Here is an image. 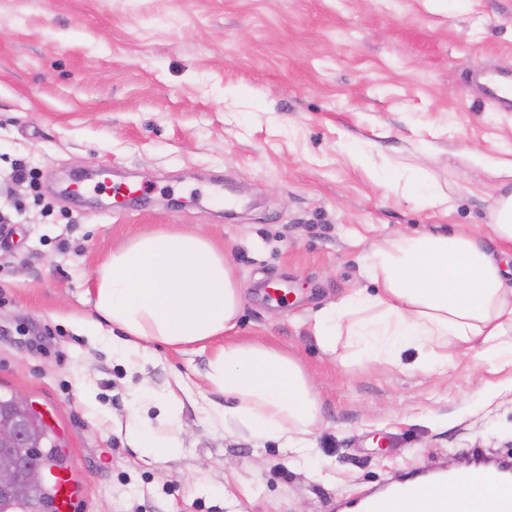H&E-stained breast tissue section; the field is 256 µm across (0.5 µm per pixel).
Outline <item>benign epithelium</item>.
Segmentation results:
<instances>
[{
    "instance_id": "obj_1",
    "label": "benign epithelium",
    "mask_w": 512,
    "mask_h": 512,
    "mask_svg": "<svg viewBox=\"0 0 512 512\" xmlns=\"http://www.w3.org/2000/svg\"><path fill=\"white\" fill-rule=\"evenodd\" d=\"M17 404L12 412L0 411V494L20 497L31 494L45 480L39 449L59 445L56 438L42 436L33 425V404L17 395L1 397Z\"/></svg>"
}]
</instances>
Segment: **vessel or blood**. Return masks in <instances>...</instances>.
I'll list each match as a JSON object with an SVG mask.
<instances>
[{
    "label": "vessel or blood",
    "instance_id": "1",
    "mask_svg": "<svg viewBox=\"0 0 512 512\" xmlns=\"http://www.w3.org/2000/svg\"><path fill=\"white\" fill-rule=\"evenodd\" d=\"M488 101L501 111L512 112V73L491 72L484 77ZM49 480L55 493L52 501L54 512H78L79 493L70 469H52ZM450 485L463 490L457 500L447 496H433V512H512V474L492 472L482 468L451 473ZM430 490L429 484L417 480L401 488L388 491L363 504V512H397L398 500L407 496L419 498Z\"/></svg>",
    "mask_w": 512,
    "mask_h": 512
}]
</instances>
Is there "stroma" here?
Masks as SVG:
<instances>
[{
	"mask_svg": "<svg viewBox=\"0 0 512 512\" xmlns=\"http://www.w3.org/2000/svg\"><path fill=\"white\" fill-rule=\"evenodd\" d=\"M512 70V0H0V392L62 439L87 512H341L419 471L512 457V387L460 357L438 376L321 353L309 317L368 287L369 245L405 229L487 224L512 164V112L477 79ZM33 183L12 179L17 165ZM141 192L111 208V187ZM448 210L410 198V181ZM248 206L224 217L215 186ZM230 253L237 337L294 355L318 402L305 454L204 402L209 353L160 347L129 369L84 319L113 249L153 230ZM288 285L286 302L266 289ZM191 379L183 450L153 461L126 439L131 391ZM88 383L92 402L80 400ZM410 195L420 198L431 208H442L448 210L450 199L448 194L433 190L428 186L416 183L411 186Z\"/></svg>",
	"mask_w": 512,
	"mask_h": 512,
	"instance_id": "obj_1",
	"label": "stroma"
}]
</instances>
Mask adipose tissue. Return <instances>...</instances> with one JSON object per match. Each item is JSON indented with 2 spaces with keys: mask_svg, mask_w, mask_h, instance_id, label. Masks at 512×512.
<instances>
[{
  "mask_svg": "<svg viewBox=\"0 0 512 512\" xmlns=\"http://www.w3.org/2000/svg\"><path fill=\"white\" fill-rule=\"evenodd\" d=\"M364 271L376 292L354 290L312 318L309 332L324 355H335L345 336L361 356L387 365L414 349V368L441 375L456 356L471 353L512 382V272L476 236L402 232L372 244ZM242 304L228 256L201 234L159 230L113 250L97 271L89 323L131 368L153 360L159 344L194 352L222 339L205 381L226 404L205 409L207 420L232 419L304 449L318 421L309 379L289 353L233 337ZM182 390L178 377L163 394H132L134 405L159 409L151 422L133 416L127 434L152 459L182 450Z\"/></svg>",
  "mask_w": 512,
  "mask_h": 512,
  "instance_id": "adipose-tissue-1",
  "label": "adipose tissue"
}]
</instances>
